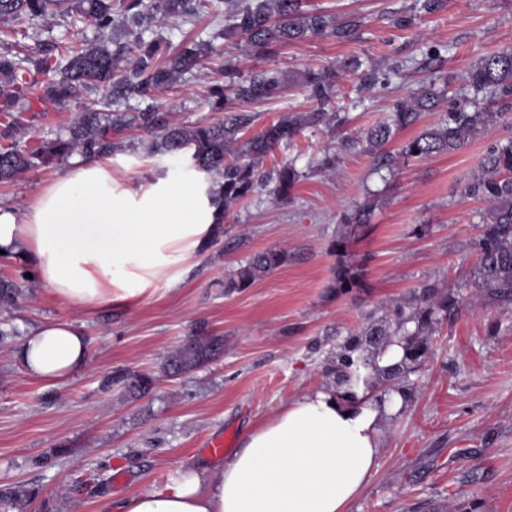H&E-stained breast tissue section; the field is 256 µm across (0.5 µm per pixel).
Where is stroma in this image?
I'll return each instance as SVG.
<instances>
[{
  "label": "stroma",
  "mask_w": 512,
  "mask_h": 512,
  "mask_svg": "<svg viewBox=\"0 0 512 512\" xmlns=\"http://www.w3.org/2000/svg\"><path fill=\"white\" fill-rule=\"evenodd\" d=\"M423 2L306 0L310 10L352 24L350 36L282 45L264 58L222 37L223 0L145 33V40L160 37L174 47L193 39L211 44L202 66L156 94L172 121L218 120L208 89L231 58L245 75L335 67L339 120L304 130L265 157L264 170L291 161L300 171L290 199L262 193L231 209L223 240L190 263L175 289L126 307L74 306L32 280L15 308L0 309L17 331L0 342V489H33L27 512H101L104 501L164 486L183 461L216 466L212 439L228 434L240 443L282 403L330 384L326 359L348 333L432 282L451 289L458 306L431 337V354L414 376L415 398L386 423L376 471L348 512H461L473 501L478 512H512V312L474 285L485 205L464 193L487 148L512 137V124L391 177L361 149L342 145L383 121L423 81L445 86L444 108L482 106L463 76L490 53L512 49V0H437L431 11ZM97 36L73 17L24 18L0 22V51L34 55ZM101 96L87 89L64 105L23 111L16 134L36 143ZM312 107L306 89L295 85L251 111L261 127ZM124 137L133 147L112 157L119 180L185 163L148 155L150 137L140 130ZM327 153L335 155V169L313 170ZM56 175L37 169L0 184V204L20 205ZM372 199L379 205L369 228L350 247L365 285L331 292L338 256L329 245L344 231L343 214ZM270 249L285 251L287 263L249 288L225 291L240 263ZM51 319L82 328L89 339L86 365L55 383L28 374L15 356L23 334ZM199 328L223 337L222 353L184 375L167 374L170 352ZM120 370L152 376L153 391L124 392L111 381Z\"/></svg>",
  "instance_id": "35a3bbf8"
}]
</instances>
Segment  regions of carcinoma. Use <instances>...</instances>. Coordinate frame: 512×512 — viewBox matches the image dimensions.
<instances>
[{
  "instance_id": "cac0c4a2",
  "label": "carcinoma",
  "mask_w": 512,
  "mask_h": 512,
  "mask_svg": "<svg viewBox=\"0 0 512 512\" xmlns=\"http://www.w3.org/2000/svg\"><path fill=\"white\" fill-rule=\"evenodd\" d=\"M201 0H0V22L23 17H45L56 13H77L98 33L117 26L125 28L133 40L110 48L104 43L68 46L56 57L48 52L38 57L0 54V112L9 113L22 105H56L75 98L83 89L101 88L108 92L103 108L89 106L76 113L65 130L40 141L35 148L14 140L15 122L0 132V183L41 167L61 164L73 154L92 160L112 156L131 147L121 132L140 129L153 137L150 152L176 156L187 154L192 165L214 177L219 186L218 205L222 213L266 191L286 199L301 173L291 163L272 171L260 170V163L281 145L289 144L308 128L327 127L331 116L326 108L336 100V70L332 67L309 70L303 86L316 102L310 112H288L276 121L250 133L254 116L242 105L274 97L286 87L285 75L278 69H263L248 77L240 76L233 61L224 65V82L210 89L212 111L224 112V121L213 124L183 125L169 122L157 105L138 112L119 108L131 97L154 98L156 92L175 83L199 64L209 45L190 42L176 52L159 39L146 42L142 31L157 17L189 18L198 12ZM351 25L337 24L334 17L304 8L303 0H236L224 13V36L239 37L247 53L268 56L275 48L308 37L346 38ZM464 80L490 100L487 107L471 110L464 106L422 129L393 150L387 149L402 129L418 124L443 103L433 86L422 85L399 100L388 118L345 141L349 148L360 147L377 165L389 170L413 161L458 152L478 135L499 123L512 120V50L485 57L464 74ZM465 193L485 202L483 232L476 246L479 263L475 284L499 309L512 311V137L489 147L482 163V174L465 187ZM376 204L367 202L344 218V224L363 227L370 222ZM288 254L267 250L254 254L224 282L228 292L243 290L282 266ZM363 286L352 268L340 263L329 285L337 293H348ZM21 285L0 280V307L16 303ZM458 301L435 283H427L404 301L392 303L383 316L352 332L328 359L327 371L334 383L349 390L377 385L406 391L412 397L410 376L425 362L419 351L430 349L428 336ZM402 337L401 360L386 368L376 364V355ZM223 345L219 336L193 333L172 354L165 371L186 373L215 356ZM116 381L133 394L152 389L146 375L119 374Z\"/></svg>"
}]
</instances>
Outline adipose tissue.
Instances as JSON below:
<instances>
[{
  "mask_svg": "<svg viewBox=\"0 0 512 512\" xmlns=\"http://www.w3.org/2000/svg\"><path fill=\"white\" fill-rule=\"evenodd\" d=\"M215 185L192 165L148 182L112 176L111 158L73 156L67 171L21 207L0 206V250L24 261L70 305L134 304L178 285L215 231ZM71 323L46 321L17 356L48 382L86 363ZM397 393L318 387L283 403L215 470L181 465L162 488L106 512H348L373 476Z\"/></svg>",
  "mask_w": 512,
  "mask_h": 512,
  "instance_id": "adipose-tissue-1",
  "label": "adipose tissue"
}]
</instances>
